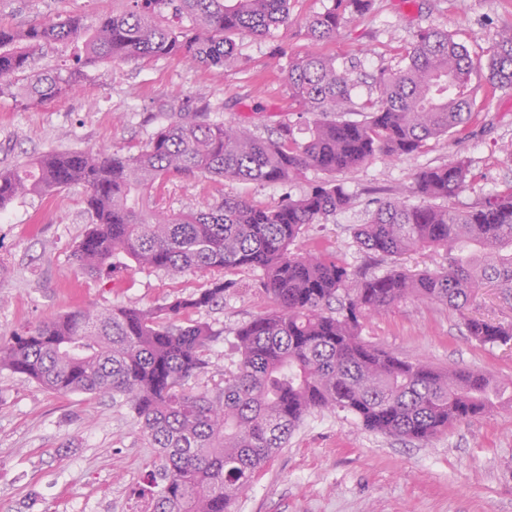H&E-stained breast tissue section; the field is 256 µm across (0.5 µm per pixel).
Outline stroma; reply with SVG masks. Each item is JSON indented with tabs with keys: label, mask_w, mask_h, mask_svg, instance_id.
I'll return each instance as SVG.
<instances>
[{
	"label": "stroma",
	"mask_w": 512,
	"mask_h": 512,
	"mask_svg": "<svg viewBox=\"0 0 512 512\" xmlns=\"http://www.w3.org/2000/svg\"><path fill=\"white\" fill-rule=\"evenodd\" d=\"M331 4L290 0L288 25L265 38H239L237 62L224 71L176 56L102 60L85 68L80 86L66 98L31 104L0 95V169L49 150L105 147L136 154L166 124L170 107L182 103H208L210 121L264 138L283 123L305 138L312 117L288 109V60L278 56L279 48L314 52L352 69L353 100L361 104L375 94V75L404 66L419 29L447 31L483 60L497 34L512 28V0H372L371 10L347 17L333 40H311L306 18ZM128 6V0H0V23L22 29L68 16L91 21ZM471 86L477 107L466 128L428 141L419 154L378 158L340 176L352 206L306 226L293 252L332 254L358 281L380 275L391 260L354 239L377 200L407 196L417 172L457 158L467 161L472 178L451 207L471 209L512 182L505 154L512 145V89L491 88L481 70L472 73ZM323 179L313 169L285 185L176 177L157 193L167 208L186 212L225 197L257 205L298 198ZM84 197V187L73 185L16 199L0 211V339L76 309L145 308L209 287L206 277L131 262L99 275L82 273L72 254L91 224ZM219 276L226 284L223 304L197 315L220 333L211 351L214 368L198 381L203 389L237 360L236 328L272 307L257 272L226 269ZM360 336L442 371L512 379V344L481 345L441 304L406 300L363 320ZM156 457L130 409L110 396L56 394L0 371V512H151L144 478ZM231 512H512V408L449 426L425 442L370 432L339 410L315 412Z\"/></svg>",
	"instance_id": "stroma-1"
}]
</instances>
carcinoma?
Here are the masks:
<instances>
[{
  "label": "carcinoma",
  "instance_id": "carcinoma-1",
  "mask_svg": "<svg viewBox=\"0 0 512 512\" xmlns=\"http://www.w3.org/2000/svg\"><path fill=\"white\" fill-rule=\"evenodd\" d=\"M123 14L86 23L78 17L0 25V94L41 104L78 87L82 69L100 59L136 62L178 56L223 71L237 60L236 38L266 37L288 23V0H131ZM372 0H333L306 21L311 39L329 40L348 15ZM71 45L68 77L36 67L47 47ZM406 64L374 79L376 98L354 108L353 71L312 53L288 59L290 106L313 115L307 139L284 124L275 137L214 123L203 107L180 106L136 155L99 150L48 151L0 170V209L27 195L85 188L91 228L77 245V268L99 274L123 255L140 268L200 276L247 268L260 273L275 310L235 329L239 359L211 390L195 381L211 367V324L190 315L224 301V282L153 308L75 310L48 317L0 342V369L61 394L112 395L128 407L158 450L148 474L152 512H228L256 473L313 410L352 414L367 430L427 441L454 423L512 406V384L484 372L444 373L364 341L361 320L408 299L448 306L482 345L512 342V326L470 312L486 286L512 291V182L478 206L449 201L468 183L463 160L425 168L411 198L377 203L354 231L365 250L396 261L442 251L447 265L412 272L395 267L364 278L322 252L296 254L304 226L347 209L336 182L377 158L419 153L434 137L465 127L476 99V68L446 31L420 30ZM493 88H512V29L501 31L485 64ZM365 113L361 121L342 118ZM314 169L329 179L298 199L255 205L242 198L171 212L152 191L173 177L214 176L286 184ZM345 293L339 315L331 304Z\"/></svg>",
  "mask_w": 512,
  "mask_h": 512
}]
</instances>
